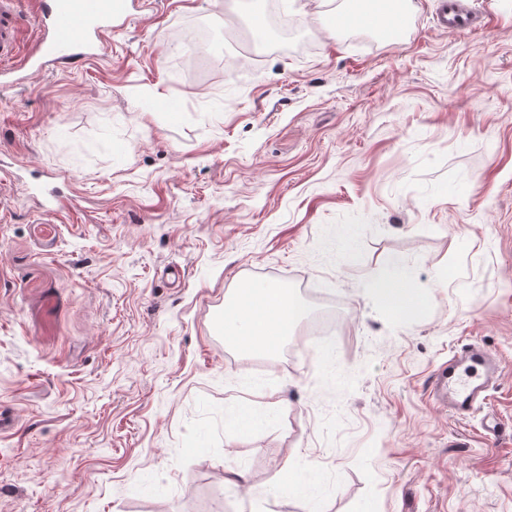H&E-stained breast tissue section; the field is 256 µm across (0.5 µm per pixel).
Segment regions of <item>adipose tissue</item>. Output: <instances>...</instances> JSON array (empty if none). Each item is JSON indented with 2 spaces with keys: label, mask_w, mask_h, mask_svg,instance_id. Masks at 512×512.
Wrapping results in <instances>:
<instances>
[{
  "label": "adipose tissue",
  "mask_w": 512,
  "mask_h": 512,
  "mask_svg": "<svg viewBox=\"0 0 512 512\" xmlns=\"http://www.w3.org/2000/svg\"><path fill=\"white\" fill-rule=\"evenodd\" d=\"M373 293L376 300L403 313L418 309L422 297L407 279L391 275L379 279ZM298 302L285 288L265 286L240 289L224 311V339L242 349L269 348L292 334Z\"/></svg>",
  "instance_id": "ef3b65f1"
}]
</instances>
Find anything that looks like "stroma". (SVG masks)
<instances>
[{
  "instance_id": "stroma-1",
  "label": "stroma",
  "mask_w": 512,
  "mask_h": 512,
  "mask_svg": "<svg viewBox=\"0 0 512 512\" xmlns=\"http://www.w3.org/2000/svg\"><path fill=\"white\" fill-rule=\"evenodd\" d=\"M149 2L0 91V512H512V0L387 36L348 0ZM394 265L416 312L372 294ZM253 284L300 303L270 354L216 326ZM471 341L505 369L458 421L426 389ZM460 2L462 0H441V9L437 14L438 27L444 31L459 32L475 25L476 11Z\"/></svg>"
}]
</instances>
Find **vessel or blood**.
<instances>
[{
  "label": "vessel or blood",
  "mask_w": 512,
  "mask_h": 512,
  "mask_svg": "<svg viewBox=\"0 0 512 512\" xmlns=\"http://www.w3.org/2000/svg\"><path fill=\"white\" fill-rule=\"evenodd\" d=\"M18 0H0V87L17 69H39L96 56L116 24L130 21L137 0H35L43 30L31 52H20ZM474 9L461 0H442L437 25L459 32L475 25ZM503 370L499 357L469 342L457 348L445 368L429 383L434 402L446 405L456 418L469 416L487 398Z\"/></svg>",
  "instance_id": "obj_1"
}]
</instances>
